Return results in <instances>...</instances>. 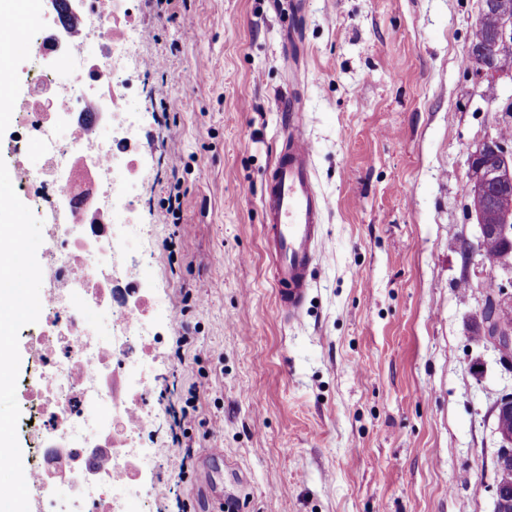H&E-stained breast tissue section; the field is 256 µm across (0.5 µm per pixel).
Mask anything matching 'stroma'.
<instances>
[{
    "label": "stroma",
    "mask_w": 512,
    "mask_h": 512,
    "mask_svg": "<svg viewBox=\"0 0 512 512\" xmlns=\"http://www.w3.org/2000/svg\"><path fill=\"white\" fill-rule=\"evenodd\" d=\"M480 0H135L142 50L137 269L148 320L153 421L138 492L116 512H494L490 408L512 371L474 343L479 289L459 285L467 149L512 122V80L495 97L463 75ZM192 34H185V27ZM298 98L330 201L324 256L300 321L275 311L261 210ZM180 184L182 206L168 213ZM27 270L55 248L29 198ZM194 289L201 304L185 306ZM186 337L176 358L177 337ZM199 385L198 396L189 389ZM193 417L189 466L174 417ZM30 465L28 413L0 391ZM223 462L204 460L207 449ZM169 484L172 500L155 495Z\"/></svg>",
    "instance_id": "1"
}]
</instances>
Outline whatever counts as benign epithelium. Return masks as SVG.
<instances>
[{
  "mask_svg": "<svg viewBox=\"0 0 512 512\" xmlns=\"http://www.w3.org/2000/svg\"><path fill=\"white\" fill-rule=\"evenodd\" d=\"M500 18L494 31L467 49L469 75L478 82L496 83L502 77L512 79V71L495 65L488 57V48L498 54L512 52V0H497ZM467 199H481L484 207L467 205L470 218L479 229L477 242L466 240L462 252L463 279L471 280L470 268L475 256L483 255L480 242L489 235L499 237L503 250L495 257L491 268H499L509 275L512 284V214L497 208L498 197L512 190V145L498 137L485 138L467 152ZM478 328L480 344L497 353L502 366L512 368V293L508 289L484 291L481 306L473 315ZM500 446L496 470L499 480L495 485L496 512H512V486L504 483L506 468L512 466V429L496 425Z\"/></svg>",
  "mask_w": 512,
  "mask_h": 512,
  "instance_id": "obj_1",
  "label": "benign epithelium"
}]
</instances>
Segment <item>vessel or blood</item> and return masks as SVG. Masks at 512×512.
<instances>
[{
    "label": "vessel or blood",
    "mask_w": 512,
    "mask_h": 512,
    "mask_svg": "<svg viewBox=\"0 0 512 512\" xmlns=\"http://www.w3.org/2000/svg\"><path fill=\"white\" fill-rule=\"evenodd\" d=\"M285 136L281 150L266 171L262 186L263 228L273 260L277 313L298 320L312 286L311 270L320 259L323 219L328 201L321 192L314 167L315 149L302 129L298 100L285 102ZM16 308L35 311L39 299L13 277L0 278Z\"/></svg>",
    "instance_id": "1"
}]
</instances>
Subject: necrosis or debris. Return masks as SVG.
I'll list each match as a JSON object with an SVG mask.
<instances>
[{
    "label": "necrosis or debris",
    "mask_w": 512,
    "mask_h": 512,
    "mask_svg": "<svg viewBox=\"0 0 512 512\" xmlns=\"http://www.w3.org/2000/svg\"><path fill=\"white\" fill-rule=\"evenodd\" d=\"M76 25L31 23L23 37L37 60L54 57L32 78L17 105L18 135L37 127L38 161L18 186L57 247L42 274L47 328L31 334L35 373L21 384L28 408L31 469L51 486L66 471L67 512H112L133 488L131 463L121 451L144 432L140 403L123 404L150 376L156 343L132 278L118 280L113 258L142 243L130 205L140 181L131 143L142 103L133 75L146 66L129 0H83ZM96 44L76 57L73 46ZM94 113L87 127L85 110ZM101 466H89L91 457Z\"/></svg>",
    "instance_id": "obj_1"
}]
</instances>
